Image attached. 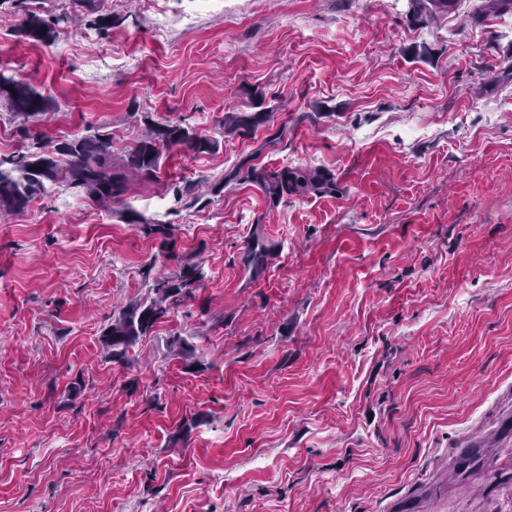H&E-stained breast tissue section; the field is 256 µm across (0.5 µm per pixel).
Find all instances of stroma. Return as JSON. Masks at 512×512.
I'll return each mask as SVG.
<instances>
[{
    "mask_svg": "<svg viewBox=\"0 0 512 512\" xmlns=\"http://www.w3.org/2000/svg\"><path fill=\"white\" fill-rule=\"evenodd\" d=\"M480 5L100 0L62 56L0 5V73L54 100L26 136L0 105V157L96 131L118 155L146 116L215 143L0 219V512H512V15ZM286 167L336 190L249 176ZM172 249L194 299L112 361ZM468 435L484 459L450 469ZM410 12L414 17H433L436 13L448 12L458 0H409ZM261 183L268 185L270 194L281 197L284 192L292 194L307 190H321L331 187V183L316 171L284 168L268 178L258 175Z\"/></svg>",
    "mask_w": 512,
    "mask_h": 512,
    "instance_id": "35a3bbf8",
    "label": "stroma"
}]
</instances>
